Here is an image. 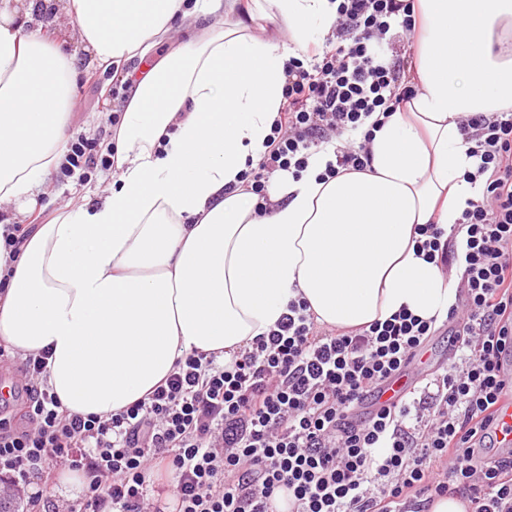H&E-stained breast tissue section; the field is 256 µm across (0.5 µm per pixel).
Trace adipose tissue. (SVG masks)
Here are the masks:
<instances>
[{"label":"adipose tissue","instance_id":"adipose-tissue-1","mask_svg":"<svg viewBox=\"0 0 512 512\" xmlns=\"http://www.w3.org/2000/svg\"><path fill=\"white\" fill-rule=\"evenodd\" d=\"M51 5L0 0V204L36 211L67 153L77 67L60 20L100 63H135L109 195L58 210L16 257L0 245V342L51 350L46 378L70 411L123 410L195 349L231 358L293 299L336 329L403 308L445 319L456 283L416 256L415 231L457 223L481 189L459 120L512 108V0H415L416 92L375 132L369 167L321 180L336 161L324 145L302 177L273 175L262 214L241 175L334 0H63L35 22Z\"/></svg>","mask_w":512,"mask_h":512}]
</instances>
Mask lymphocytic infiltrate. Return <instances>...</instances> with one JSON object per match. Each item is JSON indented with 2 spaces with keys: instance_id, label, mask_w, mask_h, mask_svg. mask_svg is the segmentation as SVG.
I'll use <instances>...</instances> for the list:
<instances>
[{
  "instance_id": "obj_1",
  "label": "lymphocytic infiltrate",
  "mask_w": 512,
  "mask_h": 512,
  "mask_svg": "<svg viewBox=\"0 0 512 512\" xmlns=\"http://www.w3.org/2000/svg\"><path fill=\"white\" fill-rule=\"evenodd\" d=\"M397 26L413 32V0H340L333 40L289 60L279 116L242 176L258 211L271 174L300 175L321 145H337L326 177L367 168L352 132L415 92L388 54ZM459 128L481 193L451 229H417V254L460 272L442 323L403 309L327 330L295 299L251 349L227 362L186 354L147 398L106 416L68 410L44 375L47 353L27 356L12 394L21 415L0 403V493L26 512H279L283 501L288 512H424L446 496L470 512H512V449L496 450L491 432L494 406L512 394L499 375L512 356V111ZM114 156L80 137L60 171L83 181ZM441 329L450 357L430 383L374 403ZM57 460L87 484L51 509Z\"/></svg>"
}]
</instances>
